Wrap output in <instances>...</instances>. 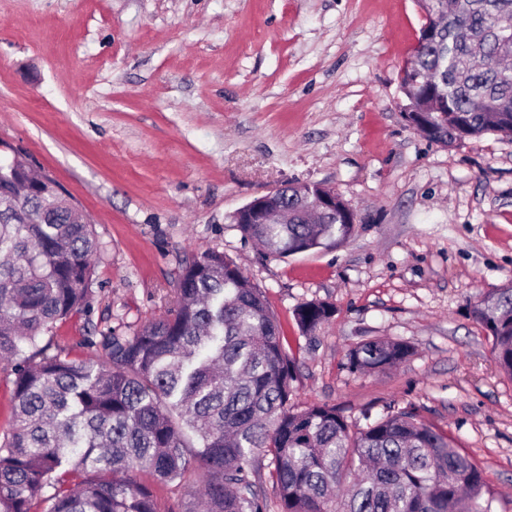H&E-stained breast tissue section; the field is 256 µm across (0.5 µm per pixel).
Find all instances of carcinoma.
<instances>
[{"mask_svg":"<svg viewBox=\"0 0 512 512\" xmlns=\"http://www.w3.org/2000/svg\"><path fill=\"white\" fill-rule=\"evenodd\" d=\"M426 14L403 70L406 105L445 146L486 133L512 136V0H417ZM28 164L0 176V361L14 379L0 442V512H157L150 486L206 473L202 512H267L255 456L269 459L278 512H491L482 471L448 434L410 410L351 431L334 405L291 404L296 361L262 291L219 251L185 263L169 314L126 336L100 332L101 363L70 357L57 324L88 312L98 241L61 201L25 191ZM290 224H240L274 255L328 248L351 217L340 207ZM333 313L303 303L305 334ZM512 377V279L470 304ZM49 339L44 345L39 340ZM412 354L370 339L351 348L353 372L384 371Z\"/></svg>","mask_w":512,"mask_h":512,"instance_id":"cac0c4a2","label":"carcinoma"}]
</instances>
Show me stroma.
Returning <instances> with one entry per match:
<instances>
[{
  "mask_svg": "<svg viewBox=\"0 0 512 512\" xmlns=\"http://www.w3.org/2000/svg\"><path fill=\"white\" fill-rule=\"evenodd\" d=\"M424 21L416 0H0V157L95 227L91 309L56 330L73 358L102 361L85 337L165 316L185 260L223 252L282 326L294 402L356 430L412 409L512 512V377L468 312L512 277V137L446 147L403 120ZM288 182L335 190L349 236L287 257L244 239L233 214ZM309 301L334 308L312 336L293 316ZM376 337L414 353L349 372ZM205 482L156 487L159 512H195Z\"/></svg>",
  "mask_w": 512,
  "mask_h": 512,
  "instance_id": "35a3bbf8",
  "label": "stroma"
}]
</instances>
